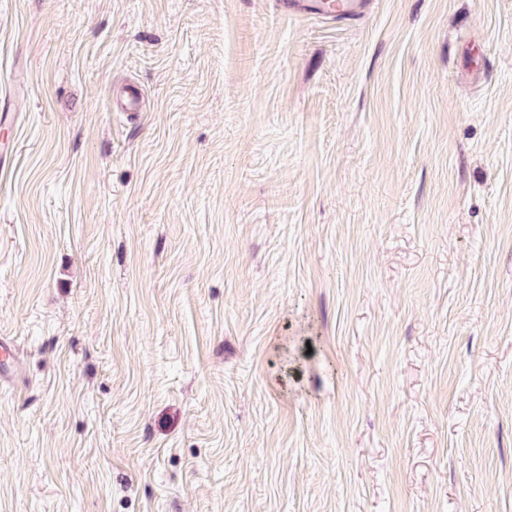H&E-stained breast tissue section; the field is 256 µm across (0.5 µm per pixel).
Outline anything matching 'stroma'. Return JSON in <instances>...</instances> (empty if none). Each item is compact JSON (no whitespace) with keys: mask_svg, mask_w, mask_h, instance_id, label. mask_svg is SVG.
Masks as SVG:
<instances>
[{"mask_svg":"<svg viewBox=\"0 0 512 512\" xmlns=\"http://www.w3.org/2000/svg\"><path fill=\"white\" fill-rule=\"evenodd\" d=\"M287 2L0 0V512H512V0ZM288 9L314 13L329 19L359 16L369 4V0H290ZM311 1L312 3H308Z\"/></svg>","mask_w":512,"mask_h":512,"instance_id":"stroma-1","label":"stroma"}]
</instances>
